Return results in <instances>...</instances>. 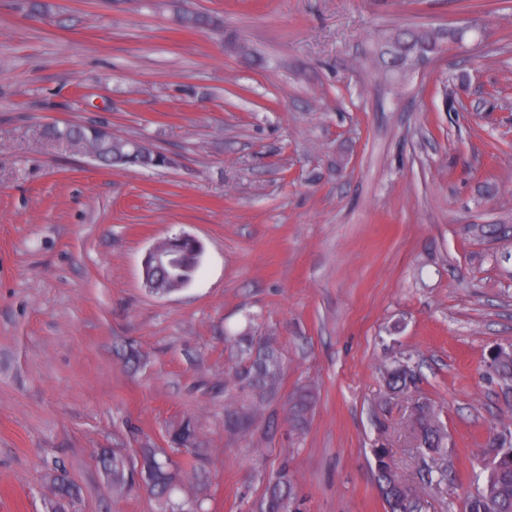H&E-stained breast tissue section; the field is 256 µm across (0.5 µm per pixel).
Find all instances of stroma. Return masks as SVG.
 I'll return each instance as SVG.
<instances>
[{
    "mask_svg": "<svg viewBox=\"0 0 512 512\" xmlns=\"http://www.w3.org/2000/svg\"><path fill=\"white\" fill-rule=\"evenodd\" d=\"M45 2L0 0V512H45L55 461L75 512H159L94 455L169 447L186 421L198 440L175 458L204 512H258L284 462L307 512H385L373 450L418 482L423 398L451 479L419 512H463L512 423L484 365L512 345V262L473 233L512 224V0ZM462 20L479 27L462 49L381 77L382 33ZM67 123L167 163L106 168L43 137ZM183 232L204 247L192 281L149 292L146 251ZM246 327L283 361L257 410L224 396L225 336ZM405 357L419 381L388 395L380 370ZM311 406L310 394L307 391H301L289 400L288 418L295 426H303L307 420Z\"/></svg>",
    "mask_w": 512,
    "mask_h": 512,
    "instance_id": "1",
    "label": "stroma"
}]
</instances>
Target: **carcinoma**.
<instances>
[{
  "instance_id": "carcinoma-1",
  "label": "carcinoma",
  "mask_w": 512,
  "mask_h": 512,
  "mask_svg": "<svg viewBox=\"0 0 512 512\" xmlns=\"http://www.w3.org/2000/svg\"><path fill=\"white\" fill-rule=\"evenodd\" d=\"M466 33L446 28H397L384 37L378 60L391 59V66L382 69L388 78H403L418 64L445 50L458 47ZM44 134L53 140L64 141L82 150L86 144L98 143V162L106 167L130 164L131 141L117 138L101 127L73 125L64 135L54 126H47ZM245 358L244 364L230 374L231 384L255 400L264 399L276 387L281 374L277 351L267 341H254L244 332L229 336ZM495 374L501 387H512V353L506 351L495 364ZM386 389L399 395L415 385L419 375L408 361L399 362L384 370ZM311 406L310 394L301 391L289 400L288 418L296 426H303ZM413 437L420 455L429 458L421 474L424 486H438L448 482V432L439 426L434 408L426 403L413 413ZM487 475L483 485L464 501V512H512V425L502 427L486 443ZM376 487L386 512H418L417 490L402 480L393 467L386 449L375 448ZM97 464L101 470L112 471V488L116 491H144L156 498L163 512H202V502L178 499L180 479L172 468L168 452L163 448H135L132 453H119L108 448L98 450ZM50 504L56 512H72L79 497L78 488L65 474L54 468L49 476ZM259 512H304V503L297 499L288 465L280 467L268 482L259 506Z\"/></svg>"
}]
</instances>
